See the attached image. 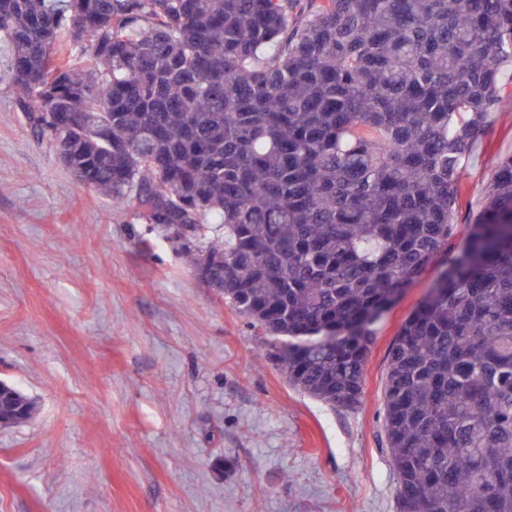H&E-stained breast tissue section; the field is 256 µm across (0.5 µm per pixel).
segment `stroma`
Instances as JSON below:
<instances>
[{
	"label": "stroma",
	"instance_id": "stroma-1",
	"mask_svg": "<svg viewBox=\"0 0 512 512\" xmlns=\"http://www.w3.org/2000/svg\"><path fill=\"white\" fill-rule=\"evenodd\" d=\"M510 154L512 112L493 113L449 249ZM434 277L376 324L362 403L332 409L163 233L79 182L0 79V381L38 406L0 428V512H397L388 351Z\"/></svg>",
	"mask_w": 512,
	"mask_h": 512
}]
</instances>
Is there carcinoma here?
<instances>
[{
  "label": "carcinoma",
  "instance_id": "obj_1",
  "mask_svg": "<svg viewBox=\"0 0 512 512\" xmlns=\"http://www.w3.org/2000/svg\"><path fill=\"white\" fill-rule=\"evenodd\" d=\"M0 38L33 133L223 274L332 408L361 403L374 324L447 249L464 161L512 110V0H0ZM388 359L398 512H512V155ZM35 412L0 389V427Z\"/></svg>",
  "mask_w": 512,
  "mask_h": 512
}]
</instances>
